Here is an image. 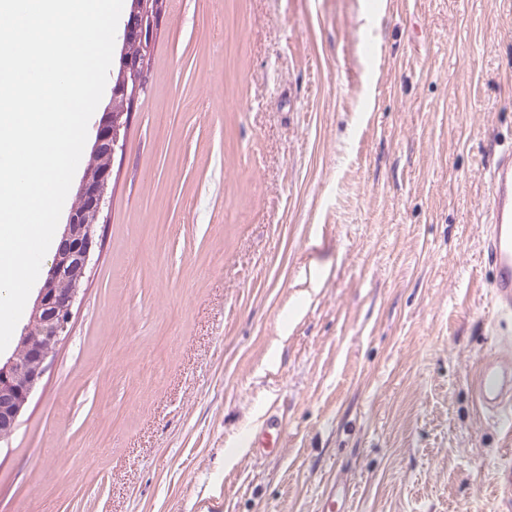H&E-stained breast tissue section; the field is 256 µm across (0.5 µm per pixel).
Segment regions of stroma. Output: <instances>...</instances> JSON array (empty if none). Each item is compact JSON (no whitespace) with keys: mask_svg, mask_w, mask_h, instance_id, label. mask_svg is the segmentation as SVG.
Wrapping results in <instances>:
<instances>
[{"mask_svg":"<svg viewBox=\"0 0 512 512\" xmlns=\"http://www.w3.org/2000/svg\"><path fill=\"white\" fill-rule=\"evenodd\" d=\"M152 69L0 512H501L470 373L512 339V0H167ZM486 212L483 255L493 273L490 297L499 317H512V152L495 162ZM283 433V420L275 415H269L258 428L247 436V442L249 447L257 453L268 454L276 449Z\"/></svg>","mask_w":512,"mask_h":512,"instance_id":"obj_1","label":"stroma"}]
</instances>
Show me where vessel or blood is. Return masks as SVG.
Here are the masks:
<instances>
[{
  "label": "vessel or blood",
  "instance_id": "obj_1",
  "mask_svg": "<svg viewBox=\"0 0 512 512\" xmlns=\"http://www.w3.org/2000/svg\"><path fill=\"white\" fill-rule=\"evenodd\" d=\"M487 233L483 255L492 269L490 297L498 316L512 317V152L498 157L491 172L487 199ZM479 410L493 417L504 432H512V354L483 360L472 377ZM284 424L271 415L247 438L260 454L276 449Z\"/></svg>",
  "mask_w": 512,
  "mask_h": 512
}]
</instances>
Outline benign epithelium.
I'll return each instance as SVG.
<instances>
[{"label": "benign epithelium", "mask_w": 512, "mask_h": 512, "mask_svg": "<svg viewBox=\"0 0 512 512\" xmlns=\"http://www.w3.org/2000/svg\"><path fill=\"white\" fill-rule=\"evenodd\" d=\"M166 14V0H133L120 39L122 74L111 87L110 104L98 121L75 201L59 237L46 279L37 291L32 315L22 329V357L6 359L0 368V439L10 436L33 391L39 386L59 342L69 335L73 305L101 238L97 227L112 183L110 159L123 149L121 131L152 84L156 39Z\"/></svg>", "instance_id": "7a95c632"}]
</instances>
